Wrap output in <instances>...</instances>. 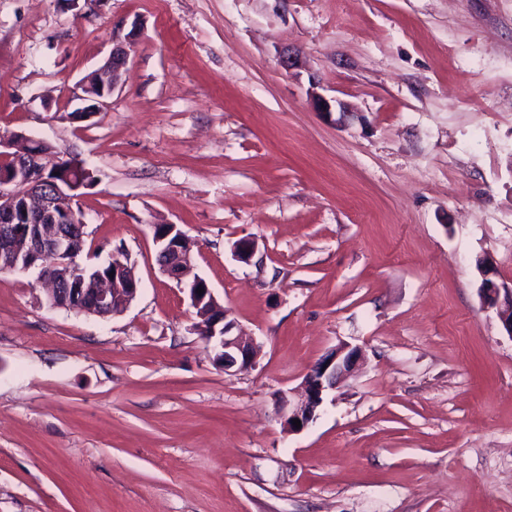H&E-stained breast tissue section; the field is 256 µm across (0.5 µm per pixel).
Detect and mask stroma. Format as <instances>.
Segmentation results:
<instances>
[{
  "instance_id": "obj_1",
  "label": "stroma",
  "mask_w": 512,
  "mask_h": 512,
  "mask_svg": "<svg viewBox=\"0 0 512 512\" xmlns=\"http://www.w3.org/2000/svg\"><path fill=\"white\" fill-rule=\"evenodd\" d=\"M16 132L97 175L86 249L140 290L98 318L0 273V512H512V336L479 294L483 260L512 288V0H0ZM157 224L251 368L191 331ZM341 344L356 376L289 431L282 396ZM135 33L130 32L124 41H118L112 48V53L108 58L103 68L95 73L98 79L99 94L94 95L90 79L83 86L82 91L85 94V99L92 102L86 108L81 111L83 112H96L99 109V105L103 103V99L112 94L118 77L126 71L128 59L130 55V47L135 41ZM154 242L157 253L165 259L158 263L163 274L184 285L191 306L196 309L200 321L194 323L193 329L213 352V360L226 375L252 366L259 345L254 339L246 340L236 333L237 324L229 319L224 307L215 299L207 281L200 276H193L185 281L192 269L194 258V242L179 228L177 224H157L153 227ZM202 289V293H197ZM203 304H207L204 309Z\"/></svg>"
}]
</instances>
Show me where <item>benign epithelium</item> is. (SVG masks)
<instances>
[{
    "mask_svg": "<svg viewBox=\"0 0 512 512\" xmlns=\"http://www.w3.org/2000/svg\"><path fill=\"white\" fill-rule=\"evenodd\" d=\"M135 41L131 32L125 40L112 48L103 68L95 73L99 94L92 93L91 84L82 91L90 104L85 111L95 112L103 99L112 94L118 77L126 71L130 47ZM314 108L319 112H350L348 105L337 99H329L311 92ZM34 143V138L24 133L0 137V150H18L13 155L14 166L10 173H0V269L9 272L37 271L36 281L46 287L48 298L61 293L67 279L81 275L83 288H73L74 303L70 310L98 317H107L127 309L136 298L138 279L134 267L127 264L120 254H112V279L92 275L85 268L60 270L58 264L47 263L50 256L71 254L75 251V229L64 230L61 215L72 210V197L66 186L47 178L42 156L24 150ZM26 219L25 244L19 246L14 224L17 215ZM153 237L157 253L165 256L159 263L163 274L184 286L191 306L198 310L199 321L193 329L213 352V360L224 374L232 375L253 365L259 345L255 340L244 339L236 333L237 324L228 318L226 311L215 299L207 281L200 276L186 280L192 269L194 242L176 224L153 225ZM256 244L251 239L238 241L234 246L235 257L242 262L251 261ZM480 270L484 276L481 298L484 306L496 311L504 329L512 336V290L501 291L488 278L489 265ZM361 352L345 344L330 350L308 373L293 399L285 396L281 402V414L288 431H297L292 420L298 419L306 427L315 417L317 408L326 394L336 389L339 381L355 373Z\"/></svg>",
    "mask_w": 512,
    "mask_h": 512,
    "instance_id": "obj_1",
    "label": "benign epithelium"
}]
</instances>
